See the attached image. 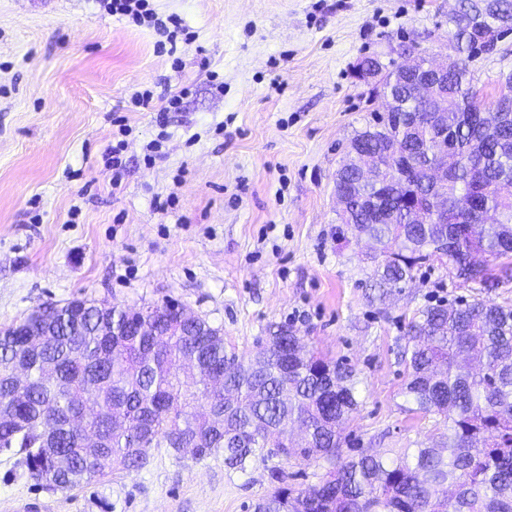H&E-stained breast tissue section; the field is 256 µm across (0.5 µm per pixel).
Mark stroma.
<instances>
[{"label":"stroma","mask_w":512,"mask_h":512,"mask_svg":"<svg viewBox=\"0 0 512 512\" xmlns=\"http://www.w3.org/2000/svg\"><path fill=\"white\" fill-rule=\"evenodd\" d=\"M456 0H153L195 34L176 50L98 0H0V327L39 307L89 299L173 301L250 355L286 325L358 372L343 427L357 448L414 449L445 432L412 411L402 357L418 310L477 295L429 262L373 300L368 244L338 239L336 172L380 100L354 77L366 56L442 53ZM484 103L512 74V34L470 63ZM152 87L149 107L128 110ZM191 92L177 110L167 99ZM133 128L121 189L103 154L112 120ZM161 140L164 157L144 160ZM174 197L168 209L157 199ZM304 489L321 461L272 456L246 471L154 448L135 472L73 490L38 486L0 450V512H245L271 470Z\"/></svg>","instance_id":"35a3bbf8"}]
</instances>
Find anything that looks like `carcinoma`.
<instances>
[{
	"label": "carcinoma",
	"mask_w": 512,
	"mask_h": 512,
	"mask_svg": "<svg viewBox=\"0 0 512 512\" xmlns=\"http://www.w3.org/2000/svg\"><path fill=\"white\" fill-rule=\"evenodd\" d=\"M460 0L448 15V37L461 45L458 61L429 96L399 79V64L374 56V93L392 87L403 110L376 112L352 141L377 157L379 184H359L344 164L335 191L354 184L339 237L375 246L378 296L387 298L415 278L429 260H448L456 277L483 289L511 280L512 119H481L496 103H481L469 62L493 52L486 39L496 23L512 26V0ZM396 143L416 156L418 169L401 176L385 154ZM465 163L448 175V210L429 200L428 170L444 149ZM385 199L395 219L367 209ZM498 215L469 223L474 204ZM47 304L0 330V404L17 399L14 422L0 426V449H17L41 486L83 488L105 476L86 455L70 420L84 412L126 472L142 469L150 450L169 448L203 460L224 452L227 467L243 470L259 457L323 460L318 484L297 489L273 473L271 491L251 512H512V305L475 297L437 303L409 324L403 394L427 416L448 424L441 442L392 459L343 454L341 425L359 406L353 367L306 350L286 326L270 334L253 359L224 345V332L198 315L183 318L169 303L140 309L82 299ZM25 364L28 384L12 395L6 377ZM57 435L66 461L57 470L41 435Z\"/></svg>",
	"instance_id": "cac0c4a2"
}]
</instances>
